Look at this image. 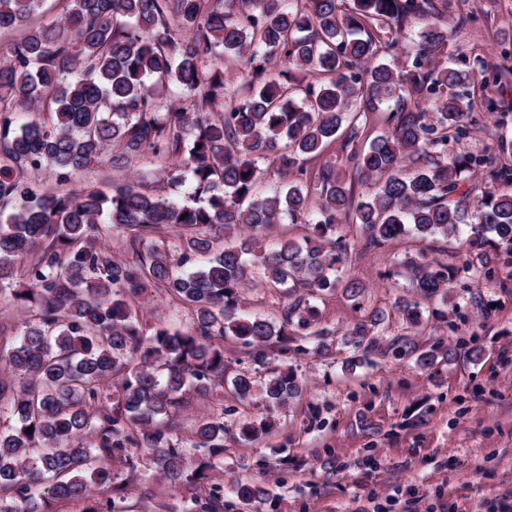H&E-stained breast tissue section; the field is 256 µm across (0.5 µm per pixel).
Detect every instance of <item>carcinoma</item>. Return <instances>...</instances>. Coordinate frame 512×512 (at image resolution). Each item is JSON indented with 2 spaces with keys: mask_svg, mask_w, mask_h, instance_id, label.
I'll use <instances>...</instances> for the list:
<instances>
[{
  "mask_svg": "<svg viewBox=\"0 0 512 512\" xmlns=\"http://www.w3.org/2000/svg\"><path fill=\"white\" fill-rule=\"evenodd\" d=\"M40 2L0 0V30L22 25ZM447 11L446 0H68L13 44L0 62V295L35 308V318L0 347V371L19 378L16 388L0 380L12 421L0 431V512H46L48 499L138 512L112 497L116 457L131 472L147 457L175 486L206 479L224 454V419L195 427L193 447L208 460L192 468L173 416L224 381L227 336L267 375L231 378L240 403L299 398L305 383L288 368V329L312 337L315 355L329 354L314 302L338 289L364 302L368 286L348 269L356 244L379 249L410 232L457 242L449 265L423 251L401 260L415 298L397 307L412 325L422 303L450 298L457 279L491 273L500 249L512 251V191L473 202L468 186L480 169L512 182V169L448 155V132L475 118L470 93L458 92L472 73L438 60ZM415 22L422 40L400 68L395 34ZM231 74L245 92H231ZM173 86L183 95L177 107ZM19 112L36 118L19 125ZM375 119L385 134L358 146ZM336 142L352 176L332 163L305 168ZM144 154L168 163L163 180L188 187L185 199L133 182L68 194L38 183L43 169L68 183L89 166ZM267 168L286 183L259 196ZM370 179L375 190L356 198L355 182ZM345 219L360 241L336 234ZM284 220L304 229L302 241L268 244ZM212 230L224 234L217 252L204 236ZM115 236L124 238L120 257L104 247ZM258 283L287 296L279 321L243 313V291ZM148 287L190 311L184 330H143L130 299ZM388 318L372 307L346 335L363 355L376 352ZM385 352L423 370L448 359L405 336ZM232 493L247 504L263 491L237 480ZM189 512H224V496L197 497Z\"/></svg>",
  "mask_w": 512,
  "mask_h": 512,
  "instance_id": "obj_1",
  "label": "carcinoma"
}]
</instances>
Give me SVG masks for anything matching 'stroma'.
<instances>
[{"mask_svg":"<svg viewBox=\"0 0 512 512\" xmlns=\"http://www.w3.org/2000/svg\"><path fill=\"white\" fill-rule=\"evenodd\" d=\"M462 11L474 24L458 23ZM440 60L474 72L478 95V120L449 140V153L479 155L491 147L496 162L512 166V151L495 148L497 140H512V0H448V48ZM486 68L507 70L509 77L484 84ZM488 112L500 124L485 121ZM158 168L144 155L130 171L142 176L144 189L182 198L184 188L159 181ZM130 171L93 166L75 185L120 184ZM433 247L404 236L353 254L350 270L369 287L364 305L339 292L317 303L322 327L332 332L331 356H315L310 340L292 332L289 364L305 380L303 395L283 408L258 401L246 409L227 387L215 386L175 417L174 432L189 443L200 419L223 417V469L200 486L174 487L150 464L132 473L116 462L121 495L141 502V512H186L191 497L220 483L228 489L224 512H512V255L503 254L491 273L460 279L452 302H427L429 317L416 330L393 310L411 295L398 261ZM474 294L481 307L471 305ZM135 305L150 332L189 322L182 305L152 288ZM366 305L391 312L378 329L381 343L414 334L426 345L443 342L452 351L448 361L423 371L411 360L375 354L347 372L355 352L344 333ZM248 419L269 421V434L244 439L240 428ZM239 478L265 490V497L241 504L229 492Z\"/></svg>","mask_w":512,"mask_h":512,"instance_id":"1","label":"stroma"}]
</instances>
